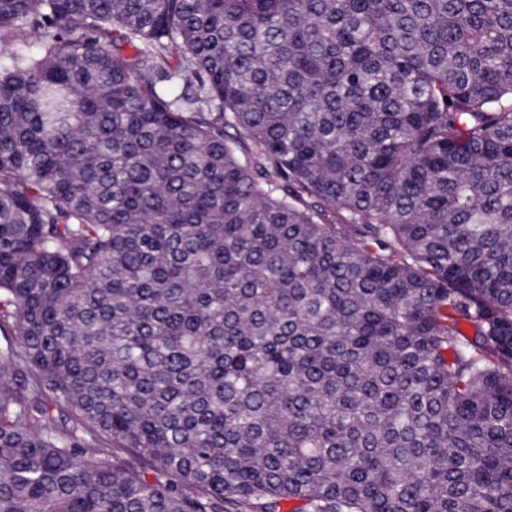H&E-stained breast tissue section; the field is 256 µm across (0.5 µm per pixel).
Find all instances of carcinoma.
Here are the masks:
<instances>
[{
	"instance_id": "obj_1",
	"label": "carcinoma",
	"mask_w": 512,
	"mask_h": 512,
	"mask_svg": "<svg viewBox=\"0 0 512 512\" xmlns=\"http://www.w3.org/2000/svg\"><path fill=\"white\" fill-rule=\"evenodd\" d=\"M0 49V512H512V0Z\"/></svg>"
}]
</instances>
